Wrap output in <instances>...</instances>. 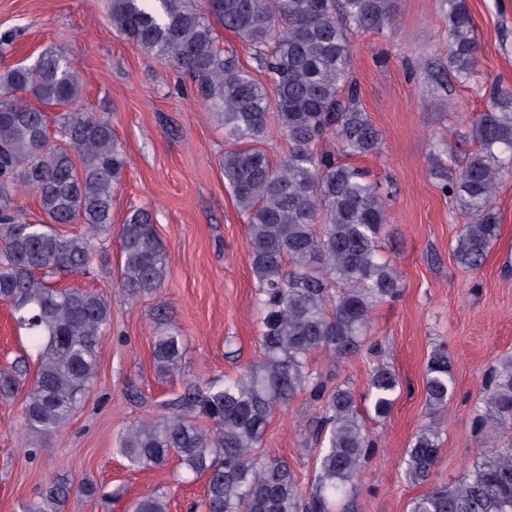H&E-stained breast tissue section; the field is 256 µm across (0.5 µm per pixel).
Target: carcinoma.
<instances>
[{
  "mask_svg": "<svg viewBox=\"0 0 512 512\" xmlns=\"http://www.w3.org/2000/svg\"><path fill=\"white\" fill-rule=\"evenodd\" d=\"M448 16V70L457 79L476 72L478 44L465 0H441ZM395 0H109L108 21L146 56L171 65L193 82L197 97L240 147L224 153V186L245 217L257 280L259 360L235 378L188 385L162 404L163 418L123 430L116 452L136 469L174 458L188 477L205 481L195 512H335L361 472L374 442L358 399L331 388L309 367L312 354L336 360L357 355L372 312L393 300L400 281L378 249L386 233L389 192L344 161L378 152L380 137L351 75V33L391 26ZM254 52L270 85L236 55L224 53L219 30ZM84 83L72 60L47 49L30 64L0 70V299L26 331L38 357L22 415L47 435L68 424L97 376V348L111 323L101 292L60 278L92 263L96 244L112 230V193L128 168L111 117L77 108ZM58 112L48 122L47 109ZM288 139V153L272 162L259 144L270 118ZM332 138L336 149L321 143ZM476 150L464 164L448 152L444 190L468 217L453 249L456 261L479 269L500 224L495 197L512 174V91L495 87L473 122ZM32 192L42 220L26 219L16 197ZM79 224L81 230L62 229ZM118 284L134 298L159 288L166 255L153 214L134 209L119 229ZM183 355L180 330L154 337L157 368L171 374ZM0 375L10 395L27 361ZM455 387L448 351L434 349L425 371V401L444 409ZM400 388L393 370L376 364L364 398L386 417ZM301 394L315 405L311 432L318 445L310 489L285 461L260 448L271 418ZM473 428L512 426V357L499 362L475 410ZM440 430L422 426L405 451L409 481H428L440 454ZM71 492L51 484L27 512H62ZM132 512H166L149 494ZM410 512H512V448H483L457 484L433 487Z\"/></svg>",
  "mask_w": 512,
  "mask_h": 512,
  "instance_id": "1",
  "label": "carcinoma"
}]
</instances>
